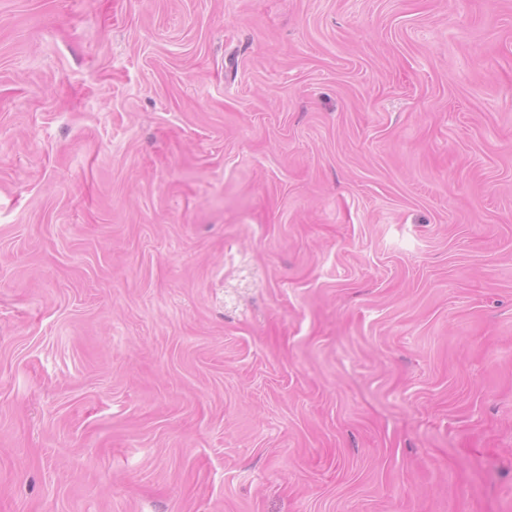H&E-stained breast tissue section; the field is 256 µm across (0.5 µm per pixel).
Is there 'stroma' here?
Masks as SVG:
<instances>
[{
    "label": "stroma",
    "instance_id": "obj_1",
    "mask_svg": "<svg viewBox=\"0 0 512 512\" xmlns=\"http://www.w3.org/2000/svg\"><path fill=\"white\" fill-rule=\"evenodd\" d=\"M0 512H512V0H0Z\"/></svg>",
    "mask_w": 512,
    "mask_h": 512
}]
</instances>
